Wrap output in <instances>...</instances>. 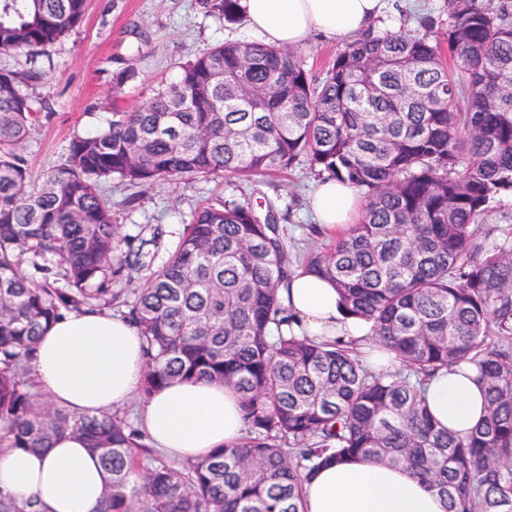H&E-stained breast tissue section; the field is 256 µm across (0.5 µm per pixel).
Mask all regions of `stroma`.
Segmentation results:
<instances>
[{
    "instance_id": "35a3bbf8",
    "label": "stroma",
    "mask_w": 512,
    "mask_h": 512,
    "mask_svg": "<svg viewBox=\"0 0 512 512\" xmlns=\"http://www.w3.org/2000/svg\"><path fill=\"white\" fill-rule=\"evenodd\" d=\"M444 0H392L394 22L401 30L419 33L431 22L440 34L446 21ZM246 19L225 23L208 16L201 0H89L83 22L64 38L39 49L0 53V69L40 70V81L25 92L40 108L24 154L34 172H42L64 157L74 137L108 128L113 113L134 110L156 89L175 81L181 64L230 41L250 42ZM134 68L135 79L114 92L113 77ZM306 165L273 174L250 201L276 202L285 243L292 253L330 244L331 233L315 232L308 197L318 184ZM241 181L233 176L185 178L147 190L115 184L103 194L117 213L122 234L133 244L150 239L155 227L164 234L150 247L154 266H162L175 251L191 214L216 198L238 199Z\"/></svg>"
}]
</instances>
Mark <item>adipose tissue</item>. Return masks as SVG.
Returning <instances> with one entry per match:
<instances>
[{"instance_id":"obj_1","label":"adipose tissue","mask_w":512,"mask_h":512,"mask_svg":"<svg viewBox=\"0 0 512 512\" xmlns=\"http://www.w3.org/2000/svg\"><path fill=\"white\" fill-rule=\"evenodd\" d=\"M248 27L265 43L297 47L315 33L351 38L381 26L385 0H243ZM319 224L344 230L360 216L356 188L333 180L311 198ZM281 295L295 335L355 342L376 372L394 365L377 356L370 327L347 315L335 285L297 269ZM140 330L108 312H63L40 337L31 363L42 392L55 405L79 414L137 401L139 423L154 448L173 460H201L236 442L244 423L239 396L213 382L171 383L141 398L145 369ZM432 414L458 436L468 435L486 413L474 374L457 366L441 371L425 389ZM110 474L86 439L57 436L50 447L0 448V494L42 512H101ZM303 512H446L444 501L412 472L363 458L330 462L303 486Z\"/></svg>"}]
</instances>
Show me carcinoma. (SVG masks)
<instances>
[{
	"mask_svg": "<svg viewBox=\"0 0 512 512\" xmlns=\"http://www.w3.org/2000/svg\"><path fill=\"white\" fill-rule=\"evenodd\" d=\"M203 5L226 22L242 9ZM86 9L0 0V53L56 42ZM443 11L440 38L369 31L319 81L296 48L215 46L36 176L23 148L37 112L20 85L41 72L0 70V448L85 437L112 474L102 512H301L315 468L358 456L409 469L446 512H512V240H478L491 204L512 195V0ZM300 158L364 198L362 220L304 267L335 282L405 370L375 374L342 340L288 333L278 289L295 260L277 210L220 200L192 214L124 316L144 339L142 394L222 383L240 396L245 438L172 463L123 416L42 401L29 362L44 330L64 311L112 309L114 277L148 266L103 184L260 178ZM462 364L488 405L458 438L412 377Z\"/></svg>",
	"mask_w": 512,
	"mask_h": 512,
	"instance_id": "obj_1",
	"label": "carcinoma"
}]
</instances>
